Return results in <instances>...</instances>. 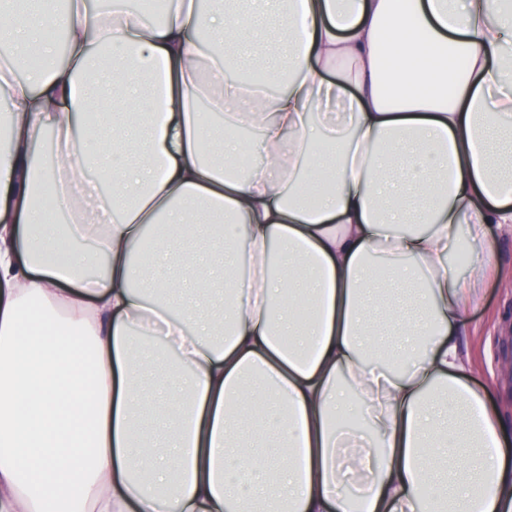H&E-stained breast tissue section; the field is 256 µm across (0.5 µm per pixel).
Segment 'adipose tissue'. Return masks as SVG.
<instances>
[{
    "label": "adipose tissue",
    "instance_id": "obj_1",
    "mask_svg": "<svg viewBox=\"0 0 512 512\" xmlns=\"http://www.w3.org/2000/svg\"><path fill=\"white\" fill-rule=\"evenodd\" d=\"M55 24L63 63L21 81L0 56V512H512V427L459 349L476 290L446 264L463 242L505 281L512 0H170L160 25L0 6L18 53L54 59ZM281 25L275 61L242 42ZM44 186L81 227L57 258ZM150 235L178 274L139 261ZM159 347L179 370L144 435Z\"/></svg>",
    "mask_w": 512,
    "mask_h": 512
}]
</instances>
